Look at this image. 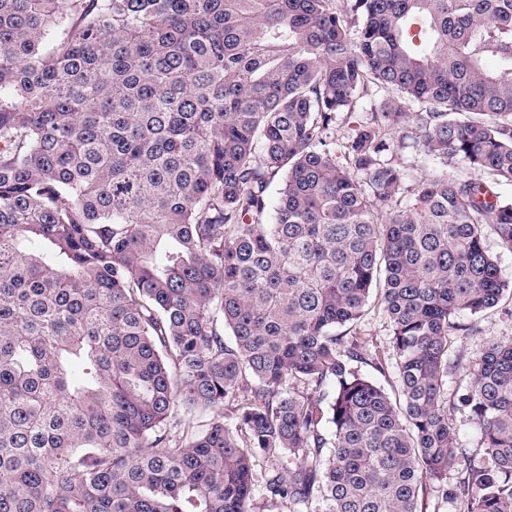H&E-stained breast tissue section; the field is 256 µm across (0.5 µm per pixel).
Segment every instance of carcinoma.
Masks as SVG:
<instances>
[{"label":"carcinoma","mask_w":512,"mask_h":512,"mask_svg":"<svg viewBox=\"0 0 512 512\" xmlns=\"http://www.w3.org/2000/svg\"><path fill=\"white\" fill-rule=\"evenodd\" d=\"M504 184L512 0H0V512H512ZM394 164L408 168L416 176H424L436 171H444L448 176L466 178L469 176V170L466 165L458 158H448V162L433 160L421 154L413 148L401 150L392 159ZM512 301L508 295L504 297L500 305L483 316L462 317L466 324L474 327V332L462 341L459 340L455 346L461 349L467 357L478 356L487 341L489 340H510L512 339ZM374 298L372 299V304L367 311V315H365L363 322L357 327V331L359 332L361 340L364 345L370 350H379L383 362L393 363V350L390 344V331L389 327H387V322L385 317L377 304V300L374 302ZM390 358H392L390 360ZM453 420L460 435L461 450L466 457L473 459L479 457V448H477V439L472 424L468 421L467 415L464 413L456 412L453 415ZM465 449V451H464Z\"/></svg>","instance_id":"1"}]
</instances>
